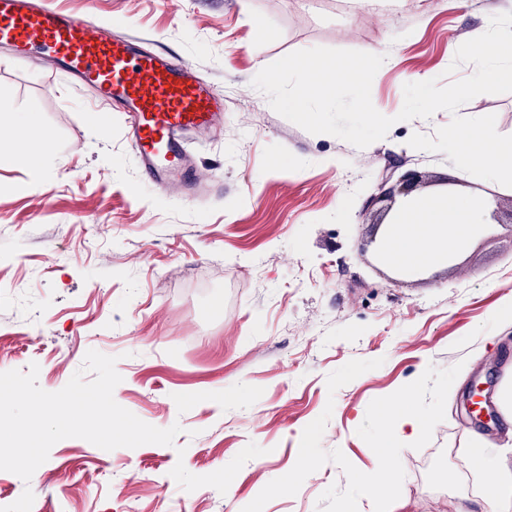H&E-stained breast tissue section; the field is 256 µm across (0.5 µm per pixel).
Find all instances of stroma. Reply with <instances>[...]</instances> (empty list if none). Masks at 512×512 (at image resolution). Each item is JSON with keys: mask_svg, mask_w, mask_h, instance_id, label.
I'll use <instances>...</instances> for the list:
<instances>
[{"mask_svg": "<svg viewBox=\"0 0 512 512\" xmlns=\"http://www.w3.org/2000/svg\"><path fill=\"white\" fill-rule=\"evenodd\" d=\"M149 50L167 51L224 96L223 128L189 140L196 170L224 189L195 203L140 174L123 112L99 116L96 95L52 60L0 57V372L38 364V383L62 389L94 349L117 357L114 399L174 445L103 450L57 442L30 481L0 471V504L24 489L32 512H242L295 465L303 429L333 413L324 450L360 471L378 459L357 434L373 399L428 365H470L445 419L422 449L429 473L404 479L390 512H475L483 478L470 435L494 439L512 470L500 412H468L512 369V188L472 176L446 154L409 146L451 115L394 124L366 148L312 134L277 114L251 85L290 52L321 46L385 56L371 86L393 116L403 86L454 65L449 42L486 31L512 0H48ZM35 114L47 148L27 154L14 122ZM495 115L512 135V93L482 94L458 110ZM409 171L419 193L478 198L483 224L443 263L404 273L377 243ZM382 359L329 394L327 375L353 359ZM329 462L296 495L264 512H319Z\"/></svg>", "mask_w": 512, "mask_h": 512, "instance_id": "1", "label": "stroma"}]
</instances>
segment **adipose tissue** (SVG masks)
Here are the masks:
<instances>
[{"label": "adipose tissue", "instance_id": "1", "mask_svg": "<svg viewBox=\"0 0 512 512\" xmlns=\"http://www.w3.org/2000/svg\"><path fill=\"white\" fill-rule=\"evenodd\" d=\"M483 211L468 201L448 194H424L416 206H399L387 226L385 244L390 261L399 267L433 266L448 254L462 249ZM401 406H389L379 413L380 432L390 458H398L403 443L429 430V419L401 394ZM475 462L485 478L479 512H512V472L502 468L500 454L484 443Z\"/></svg>", "mask_w": 512, "mask_h": 512}]
</instances>
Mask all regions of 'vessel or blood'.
<instances>
[{
  "instance_id": "obj_1",
  "label": "vessel or blood",
  "mask_w": 512,
  "mask_h": 512,
  "mask_svg": "<svg viewBox=\"0 0 512 512\" xmlns=\"http://www.w3.org/2000/svg\"><path fill=\"white\" fill-rule=\"evenodd\" d=\"M0 47L18 60L52 56L80 88L126 112L140 170L156 187L204 189L185 144L192 132L218 125L224 97L191 68L41 0H0Z\"/></svg>"
}]
</instances>
